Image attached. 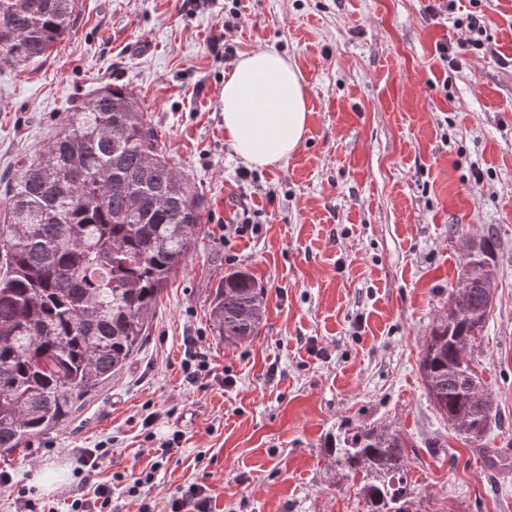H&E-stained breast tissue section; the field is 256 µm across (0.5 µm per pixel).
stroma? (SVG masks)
<instances>
[{"label":"stroma","mask_w":512,"mask_h":512,"mask_svg":"<svg viewBox=\"0 0 512 512\" xmlns=\"http://www.w3.org/2000/svg\"><path fill=\"white\" fill-rule=\"evenodd\" d=\"M224 3L79 0L48 59L0 63V201L70 105L111 83L133 90L204 202L198 245L138 352L63 425L0 452V470L61 503L81 491L79 451L107 442L98 477L112 512H137L128 479L155 461L156 512L193 484L212 512H367L327 449L374 426L407 444L408 512H512V0H455L435 19L432 0H240L238 54L288 57L311 111L287 164L245 180L220 105ZM472 13L484 48L449 67L436 46ZM245 209L258 233L225 236ZM490 234L493 302L470 357L499 419L471 442L434 410L419 359L469 245ZM237 269L264 289L259 332L242 343L219 338L212 305ZM193 340L210 363L196 382ZM175 430L179 448L155 460L153 443Z\"/></svg>","instance_id":"35a3bbf8"}]
</instances>
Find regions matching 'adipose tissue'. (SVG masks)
Instances as JSON below:
<instances>
[{
  "label": "adipose tissue",
  "mask_w": 512,
  "mask_h": 512,
  "mask_svg": "<svg viewBox=\"0 0 512 512\" xmlns=\"http://www.w3.org/2000/svg\"><path fill=\"white\" fill-rule=\"evenodd\" d=\"M224 136L236 153L262 168L287 163L309 123L300 71L282 55H243L224 81Z\"/></svg>",
  "instance_id": "adipose-tissue-1"
}]
</instances>
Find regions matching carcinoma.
<instances>
[{"label":"carcinoma","instance_id":"obj_1","mask_svg":"<svg viewBox=\"0 0 512 512\" xmlns=\"http://www.w3.org/2000/svg\"><path fill=\"white\" fill-rule=\"evenodd\" d=\"M77 0H0V61L47 58L70 31ZM203 202L170 164L137 97L109 84L74 107L38 157L24 162L0 211V452L64 424L86 391L123 368L147 336L162 289L196 246ZM481 240L466 265L494 262ZM489 304L481 278L423 346L419 368L435 410L472 439L496 420L473 363ZM219 336L258 331L262 290L245 270L213 297ZM362 476L369 512H406L405 442L395 430L343 432L329 449Z\"/></svg>","mask_w":512,"mask_h":512}]
</instances>
